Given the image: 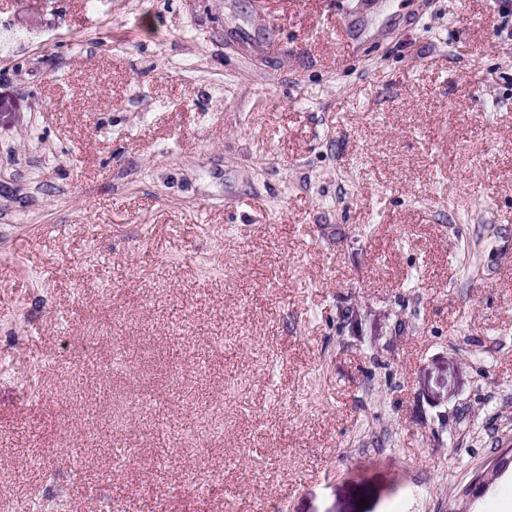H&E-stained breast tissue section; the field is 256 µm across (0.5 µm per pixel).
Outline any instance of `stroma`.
<instances>
[{"mask_svg": "<svg viewBox=\"0 0 512 512\" xmlns=\"http://www.w3.org/2000/svg\"><path fill=\"white\" fill-rule=\"evenodd\" d=\"M504 3L0 0V512H512Z\"/></svg>", "mask_w": 512, "mask_h": 512, "instance_id": "35a3bbf8", "label": "stroma"}]
</instances>
